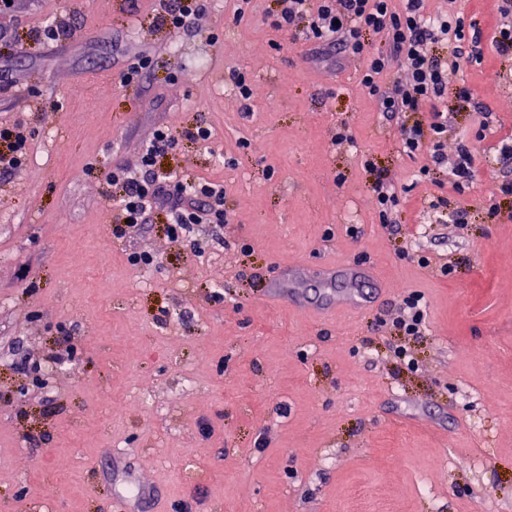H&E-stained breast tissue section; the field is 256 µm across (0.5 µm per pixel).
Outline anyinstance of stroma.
I'll return each instance as SVG.
<instances>
[{
  "instance_id": "stroma-1",
  "label": "stroma",
  "mask_w": 512,
  "mask_h": 512,
  "mask_svg": "<svg viewBox=\"0 0 512 512\" xmlns=\"http://www.w3.org/2000/svg\"><path fill=\"white\" fill-rule=\"evenodd\" d=\"M450 7L484 34L482 65L448 76L472 98L444 101L445 153L474 147L460 231L419 175L428 154L401 153L357 58L272 44L279 0H250L237 24L233 0H213L198 35L157 27L154 0L0 12V124L31 136L0 183V512H512V197L498 192L512 57L490 50L497 0L430 4ZM55 17L66 39L31 46ZM139 55L149 69L122 84ZM478 106L494 116L480 141ZM199 124L210 146L182 141L168 162L223 186L230 224L175 240L157 214L113 238L100 169L135 165L157 128ZM344 124L353 140L339 144ZM367 154L404 187L401 222L429 267L399 258L377 224ZM133 251L156 265H130ZM328 263L374 270L384 293L318 313ZM292 267L307 273L299 307L268 297ZM411 292L428 330L400 337Z\"/></svg>"
}]
</instances>
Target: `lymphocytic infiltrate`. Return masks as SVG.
Segmentation results:
<instances>
[{"instance_id":"1","label":"lymphocytic infiltrate","mask_w":512,"mask_h":512,"mask_svg":"<svg viewBox=\"0 0 512 512\" xmlns=\"http://www.w3.org/2000/svg\"><path fill=\"white\" fill-rule=\"evenodd\" d=\"M209 11V0H159L155 16L159 26L172 31L200 32V21ZM273 43L306 44L322 54L358 57L360 84L377 98L391 118H412L399 129L401 151L412 157L429 152L431 162L420 174L437 186H452L464 194L473 182L474 155L461 143L456 158H448L443 143L450 119L440 102L447 97L448 75L481 63L478 45L482 31L477 22L460 14L432 12L428 0H280V8L267 25ZM372 34L381 41L372 47L363 39ZM444 44V57L431 47ZM209 127L198 125L181 132L156 129L142 148L136 167L113 165L102 174L112 186L111 232L125 237L128 228L150 223L160 204H168L167 231L180 238L197 224H226L223 187L180 174L165 165L180 141L208 144ZM28 136L23 125L0 126V177L5 178L27 161ZM372 172L369 184L376 201L378 222L390 235L400 234V198L394 181L365 159Z\"/></svg>"}]
</instances>
